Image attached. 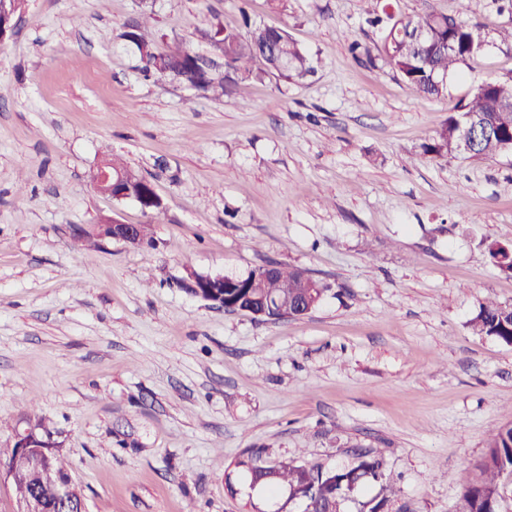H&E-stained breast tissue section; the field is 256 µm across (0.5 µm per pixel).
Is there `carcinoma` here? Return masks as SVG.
<instances>
[{"label":"carcinoma","instance_id":"carcinoma-1","mask_svg":"<svg viewBox=\"0 0 512 512\" xmlns=\"http://www.w3.org/2000/svg\"><path fill=\"white\" fill-rule=\"evenodd\" d=\"M381 10L366 23L381 30V54L417 97H439L447 90L446 79L457 73L467 60L481 51V36L450 15L402 18ZM140 54L141 70L147 79H168L203 91L215 98L237 92L241 83L262 75L276 74L287 80H303L316 71L312 57L283 29L252 25L246 34L222 27L209 35L210 54L223 62L216 71L211 62L174 39L164 52L153 50L151 33L142 24L123 34ZM468 117L472 125L488 134L465 155L467 159H492L512 143V77L487 80V87L473 88L461 102L458 112L423 144V151L435 157L461 155L456 131L460 119ZM101 164L112 169V176L150 191L153 183L129 169L115 157H105ZM279 299L288 306V317L301 316L309 305H319L328 286L297 267L282 266L267 277L262 268L251 271L228 292L230 303L259 306L255 289ZM471 331L479 336H494L512 345V306L492 299L482 302L469 320ZM249 482L268 495L288 487L305 500L309 512H343L342 505L361 485L373 481L381 493L362 504L360 512H385L391 484L383 461L360 453L354 466L323 472L288 460L268 463L257 453L238 461ZM512 474V422L496 429L487 439L486 449L476 465L475 476L462 485L457 512H501L503 481Z\"/></svg>","mask_w":512,"mask_h":512}]
</instances>
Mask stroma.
Segmentation results:
<instances>
[{
    "label": "stroma",
    "instance_id": "1",
    "mask_svg": "<svg viewBox=\"0 0 512 512\" xmlns=\"http://www.w3.org/2000/svg\"><path fill=\"white\" fill-rule=\"evenodd\" d=\"M391 2L485 37L444 96L415 98L384 61L375 0H23L0 44V448L33 406L86 512H248L224 476L247 452L327 470L359 450L392 476L388 512H456L512 421V345L468 327L485 299L512 305L489 254L512 244V157L423 152L473 86L512 76V13ZM147 6L157 50L205 54L215 26L250 21L318 70L221 99L145 80L122 34ZM107 155L152 181L160 214L95 190ZM105 216L152 245L75 243ZM269 263L330 289L264 321L179 286Z\"/></svg>",
    "mask_w": 512,
    "mask_h": 512
}]
</instances>
